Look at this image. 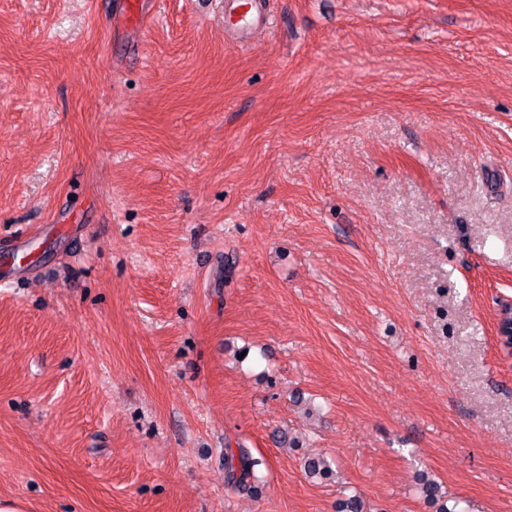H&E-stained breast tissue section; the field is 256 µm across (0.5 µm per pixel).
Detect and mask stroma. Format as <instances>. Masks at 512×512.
Returning a JSON list of instances; mask_svg holds the SVG:
<instances>
[{"label":"stroma","instance_id":"obj_1","mask_svg":"<svg viewBox=\"0 0 512 512\" xmlns=\"http://www.w3.org/2000/svg\"><path fill=\"white\" fill-rule=\"evenodd\" d=\"M116 2L0 0V501L512 512V0ZM118 7L126 25L132 29L141 28L146 15L142 0H119ZM271 16L262 0H226L224 2V34L240 43L257 30L268 28ZM237 459V465L235 464ZM263 464L259 458L253 457L248 448L239 446L237 454L232 448H225L224 468L226 470V479L231 486L239 491L252 492L258 481L256 467Z\"/></svg>","mask_w":512,"mask_h":512}]
</instances>
